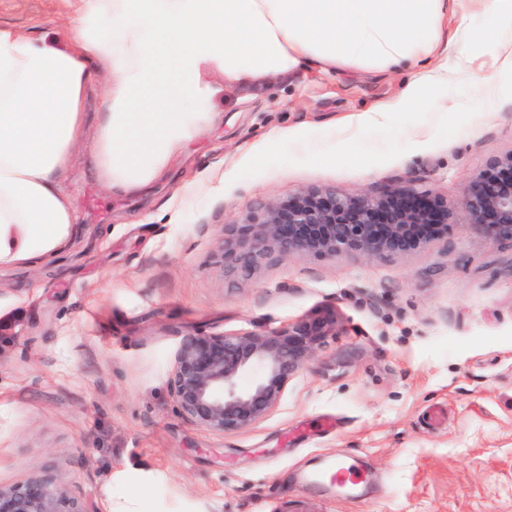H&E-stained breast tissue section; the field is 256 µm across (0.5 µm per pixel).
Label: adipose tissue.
Wrapping results in <instances>:
<instances>
[{
	"instance_id": "1",
	"label": "adipose tissue",
	"mask_w": 512,
	"mask_h": 512,
	"mask_svg": "<svg viewBox=\"0 0 512 512\" xmlns=\"http://www.w3.org/2000/svg\"><path fill=\"white\" fill-rule=\"evenodd\" d=\"M474 16L501 34L488 66L474 55L486 38ZM312 66L408 68L400 96L367 109L369 121L454 74L477 94L512 71V0H77L61 41L0 25V266L55 256L69 238L77 216L63 179L77 148L102 185L141 191L218 120V91Z\"/></svg>"
}]
</instances>
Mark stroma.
<instances>
[{"label":"stroma","instance_id":"35a3bbf8","mask_svg":"<svg viewBox=\"0 0 512 512\" xmlns=\"http://www.w3.org/2000/svg\"><path fill=\"white\" fill-rule=\"evenodd\" d=\"M68 9L0 0V24L62 38ZM407 79L311 68L240 89L138 194L102 187L76 156L68 245L0 267V482L47 473L101 508L139 493L145 512H512V243L461 212L447 237L402 257L294 256L243 278L214 259L249 205L315 186L411 184L455 200L512 150V71L484 111L461 80L448 111L362 121ZM278 129L287 140H270ZM323 307L339 328L268 419L220 436L179 415L168 372L182 336ZM339 456L371 471L365 495L302 486Z\"/></svg>","mask_w":512,"mask_h":512}]
</instances>
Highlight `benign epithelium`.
I'll use <instances>...</instances> for the list:
<instances>
[{
	"mask_svg": "<svg viewBox=\"0 0 512 512\" xmlns=\"http://www.w3.org/2000/svg\"><path fill=\"white\" fill-rule=\"evenodd\" d=\"M460 208L477 231L512 243V150L492 156L457 201L400 185L378 195L309 187L286 200L261 202L224 225L216 259L225 272L249 276L297 255L404 256L446 236ZM336 326V314L323 311L261 331L185 335L168 377L178 412L216 435L261 423L279 408L292 377L336 335ZM0 512L96 510L70 496L64 479L34 472L0 483Z\"/></svg>",
	"mask_w": 512,
	"mask_h": 512,
	"instance_id": "obj_1",
	"label": "benign epithelium"
}]
</instances>
